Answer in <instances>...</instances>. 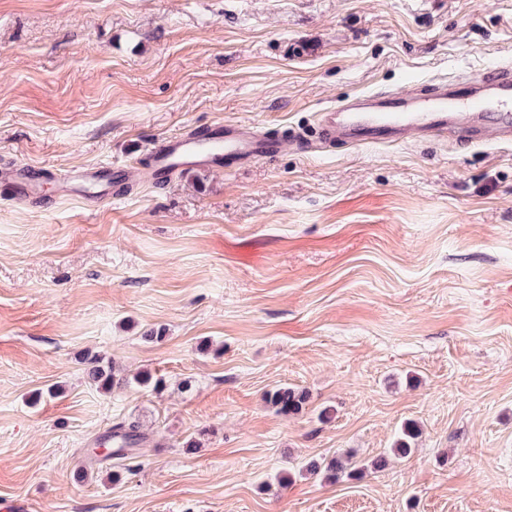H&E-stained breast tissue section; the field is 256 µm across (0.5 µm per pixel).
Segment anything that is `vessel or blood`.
I'll return each instance as SVG.
<instances>
[{
	"mask_svg": "<svg viewBox=\"0 0 512 512\" xmlns=\"http://www.w3.org/2000/svg\"><path fill=\"white\" fill-rule=\"evenodd\" d=\"M321 142L353 147L395 146L411 138L464 137L473 142L512 141V66L474 76L462 74L408 90L376 91L340 101L318 119ZM305 151L301 136H267L255 123L227 121L162 138L149 150L148 179L161 182L186 168L248 166L288 149ZM122 168L90 166L63 177L60 190L96 204L120 189ZM39 169H0V193L14 200L40 196Z\"/></svg>",
	"mask_w": 512,
	"mask_h": 512,
	"instance_id": "b4317fda",
	"label": "vessel or blood"
}]
</instances>
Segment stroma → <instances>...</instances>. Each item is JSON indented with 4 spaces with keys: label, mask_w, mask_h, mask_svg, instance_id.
I'll return each mask as SVG.
<instances>
[{
    "label": "stroma",
    "mask_w": 512,
    "mask_h": 512,
    "mask_svg": "<svg viewBox=\"0 0 512 512\" xmlns=\"http://www.w3.org/2000/svg\"><path fill=\"white\" fill-rule=\"evenodd\" d=\"M508 63L512 0H0V164L47 171L38 202L0 199V504L512 512V142L162 185L142 162L194 127L310 131L337 101ZM88 165L124 166L120 196H59ZM94 354L166 386L101 392ZM282 385L302 413L266 403ZM124 417L149 439L116 480L90 450ZM408 422L412 453L370 469ZM336 457L362 476L303 470ZM309 393L296 387H279L266 395V402L279 413L299 414L309 402Z\"/></svg>",
    "instance_id": "obj_1"
}]
</instances>
